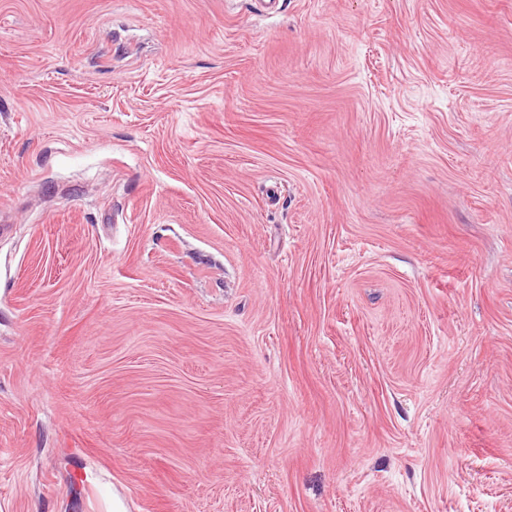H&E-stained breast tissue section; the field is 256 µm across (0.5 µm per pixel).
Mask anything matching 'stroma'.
<instances>
[{
    "label": "stroma",
    "instance_id": "obj_1",
    "mask_svg": "<svg viewBox=\"0 0 512 512\" xmlns=\"http://www.w3.org/2000/svg\"><path fill=\"white\" fill-rule=\"evenodd\" d=\"M0 512H512V0H0Z\"/></svg>",
    "mask_w": 512,
    "mask_h": 512
}]
</instances>
